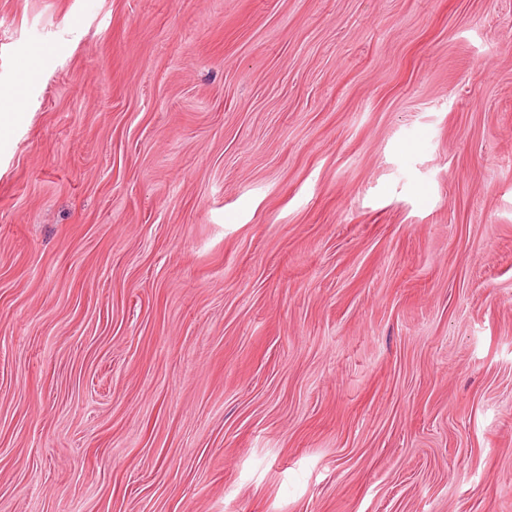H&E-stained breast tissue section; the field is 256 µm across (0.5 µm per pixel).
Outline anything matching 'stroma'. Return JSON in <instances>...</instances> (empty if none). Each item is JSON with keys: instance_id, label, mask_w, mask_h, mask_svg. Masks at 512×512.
<instances>
[{"instance_id": "stroma-1", "label": "stroma", "mask_w": 512, "mask_h": 512, "mask_svg": "<svg viewBox=\"0 0 512 512\" xmlns=\"http://www.w3.org/2000/svg\"><path fill=\"white\" fill-rule=\"evenodd\" d=\"M18 89L0 512H512V0H0Z\"/></svg>"}]
</instances>
